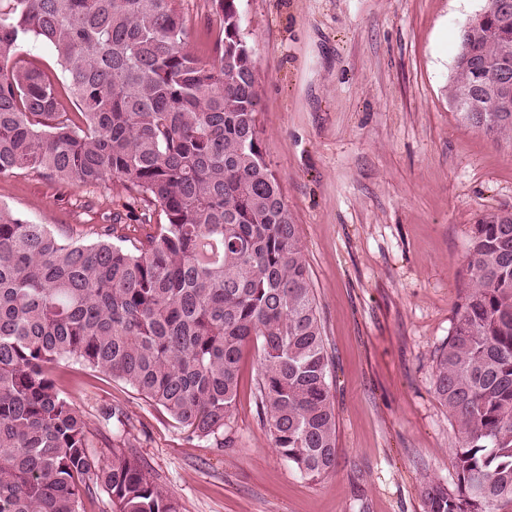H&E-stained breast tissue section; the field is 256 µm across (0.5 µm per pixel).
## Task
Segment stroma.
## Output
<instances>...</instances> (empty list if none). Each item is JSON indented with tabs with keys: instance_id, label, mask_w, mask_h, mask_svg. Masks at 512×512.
Listing matches in <instances>:
<instances>
[{
	"instance_id": "stroma-1",
	"label": "stroma",
	"mask_w": 512,
	"mask_h": 512,
	"mask_svg": "<svg viewBox=\"0 0 512 512\" xmlns=\"http://www.w3.org/2000/svg\"><path fill=\"white\" fill-rule=\"evenodd\" d=\"M486 0H239L261 97L257 128L299 227L330 358L336 466L302 478L258 412L260 353L245 350L231 447L188 442L130 386L74 362L64 389L105 461L128 439L181 512H423L421 488L452 484L459 436L434 394L438 350L469 283L471 229L512 210V137L464 123L448 98L464 23ZM190 48L208 58L219 19L180 0ZM0 204L57 233L160 207L120 184L66 187L38 172L0 179Z\"/></svg>"
}]
</instances>
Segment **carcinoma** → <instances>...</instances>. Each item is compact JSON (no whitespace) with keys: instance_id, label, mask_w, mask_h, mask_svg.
<instances>
[{"instance_id":"1","label":"carcinoma","mask_w":512,"mask_h":512,"mask_svg":"<svg viewBox=\"0 0 512 512\" xmlns=\"http://www.w3.org/2000/svg\"><path fill=\"white\" fill-rule=\"evenodd\" d=\"M179 0H0V177L37 170L67 186L120 183L164 224L89 243L0 207V512H180L128 446L105 462L56 370L74 360L131 386L187 439L232 443L240 362L260 351L261 416L277 455L317 482L336 465L329 357L298 225L262 149L260 96L238 0H211L223 36L190 50ZM488 0L462 28L450 99L470 126V66L512 73V11ZM57 71L28 64V46ZM77 111L69 112L63 98ZM470 285L439 348L434 391L460 435L456 491L422 486L425 512L512 503V211L474 225Z\"/></svg>"}]
</instances>
